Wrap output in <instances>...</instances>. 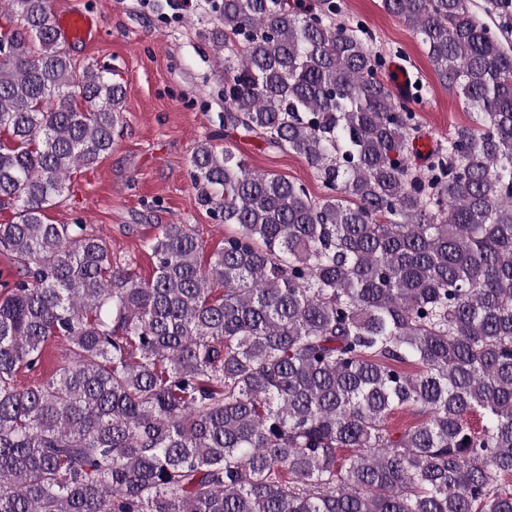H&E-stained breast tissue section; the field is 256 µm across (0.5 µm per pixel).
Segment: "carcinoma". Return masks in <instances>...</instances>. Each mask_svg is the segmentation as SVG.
<instances>
[{
    "label": "carcinoma",
    "mask_w": 512,
    "mask_h": 512,
    "mask_svg": "<svg viewBox=\"0 0 512 512\" xmlns=\"http://www.w3.org/2000/svg\"><path fill=\"white\" fill-rule=\"evenodd\" d=\"M7 5L0 512H512V0H484L491 27L470 0H382L477 113L427 178L337 0H209L225 135L302 156L326 195L208 138L190 179L234 231L204 266L195 226L165 225L149 279L45 222L112 153L124 85L73 62L50 0ZM56 338L59 373L19 385ZM401 407L425 420L392 432Z\"/></svg>",
    "instance_id": "carcinoma-1"
}]
</instances>
